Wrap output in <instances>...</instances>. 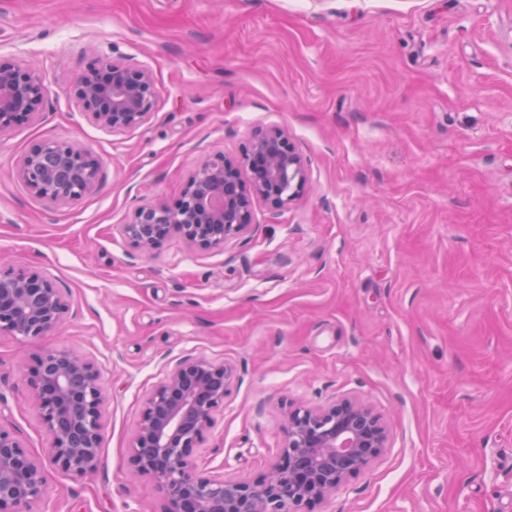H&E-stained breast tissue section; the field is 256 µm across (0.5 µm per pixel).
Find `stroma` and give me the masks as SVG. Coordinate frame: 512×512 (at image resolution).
I'll use <instances>...</instances> for the list:
<instances>
[{"mask_svg":"<svg viewBox=\"0 0 512 512\" xmlns=\"http://www.w3.org/2000/svg\"><path fill=\"white\" fill-rule=\"evenodd\" d=\"M97 51L151 70L139 128L75 99ZM0 58L49 83L0 138V265L52 274L71 307L38 346L93 360L107 396L97 470L61 472L21 380L34 347L0 335V428L44 464L38 512H163L131 439L201 356L237 373L197 456L213 478L265 476L288 407L358 398L390 446L312 512H512V0H0ZM259 127L306 159L297 201H255L220 251L128 246L137 205H175ZM55 139L102 161L65 206L16 176Z\"/></svg>","mask_w":512,"mask_h":512,"instance_id":"obj_1","label":"stroma"}]
</instances>
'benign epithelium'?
I'll use <instances>...</instances> for the list:
<instances>
[{
    "mask_svg": "<svg viewBox=\"0 0 512 512\" xmlns=\"http://www.w3.org/2000/svg\"><path fill=\"white\" fill-rule=\"evenodd\" d=\"M47 90L46 76L0 59V138L39 116ZM74 94L87 118L114 135L146 123L156 103L148 68L106 54L78 77ZM99 167L85 147L44 140L23 156L17 176L39 197L65 205L94 189ZM307 181L306 162L284 131L260 130L239 157L200 159L176 207L141 204L123 232L145 255L160 251L175 233L193 249L221 250L250 228L254 200L280 210L299 199ZM69 306L46 272L0 266V335L31 343L57 330ZM235 380L230 365L189 358L147 396L132 436V462L166 491L165 512H290L329 499L388 448L385 424L359 400L290 408L282 453L266 476L253 483L213 479L197 470L196 452ZM22 381L49 437L50 462L73 476L93 471L106 402L96 365L70 350H39ZM47 496L43 466L0 429V512H35Z\"/></svg>",
    "mask_w": 512,
    "mask_h": 512,
    "instance_id": "obj_1",
    "label": "benign epithelium"
}]
</instances>
